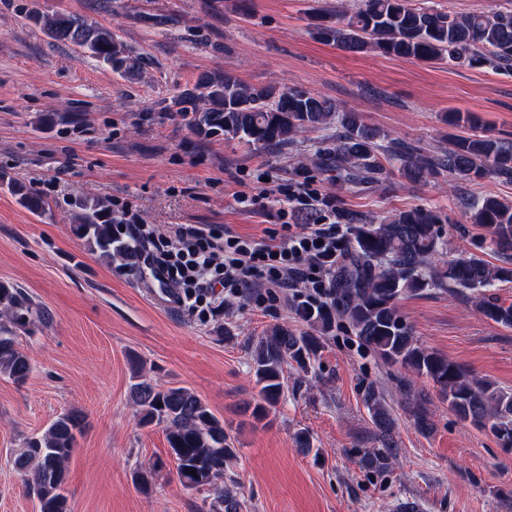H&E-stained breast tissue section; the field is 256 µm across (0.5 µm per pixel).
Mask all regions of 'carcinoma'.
I'll return each instance as SVG.
<instances>
[{"mask_svg": "<svg viewBox=\"0 0 512 512\" xmlns=\"http://www.w3.org/2000/svg\"><path fill=\"white\" fill-rule=\"evenodd\" d=\"M27 19L51 38L80 47L129 80L143 73L141 57L95 22L59 12H32ZM316 19L315 38L351 52L374 51L427 62L446 59L458 66L488 64L512 71V11L451 15L416 6L411 0H362L353 13L331 10ZM184 96L201 102L192 118L198 133L222 135L255 150L286 146L308 131L329 132L332 147H318L310 163L319 167L323 158L332 159L336 177L354 187L374 181L385 161L412 184L424 183L440 172L456 182L483 178L512 182V140L476 132L478 120L470 113H446L448 125L469 127L474 133L454 137L447 150L434 155L386 140L361 114L320 95L297 87H255L228 70L202 75ZM9 186L23 206L36 213L45 211L44 199L26 185L11 181ZM467 206L472 223L485 231L487 248L501 254L503 265L491 266L474 254L445 259L440 217L429 208L415 206L369 220L344 214L342 218L350 224V253L338 272L331 302L301 304L298 315L323 331L337 320L346 322L362 344L385 361L431 380L439 399L461 421L489 430L499 447L512 452V392L421 346L397 309L403 296L437 288L473 300L486 319L512 327V304L490 295L497 283L512 281V204L476 195ZM72 207L76 238L101 260L136 269L134 249L115 235L117 220L102 199L80 195ZM42 318L37 303L14 285L0 282V377L17 384L27 380L31 359L16 332ZM322 348V337L281 325L258 337L250 352L258 398L245 403L243 412L262 420L268 408L285 396L288 367L309 371ZM131 366L138 378L131 386V399L139 422L163 428L181 486L207 491L212 512H243L246 499L239 481H224V466L239 458L224 421L191 390L154 382L139 370L136 360ZM363 402L378 434L391 440L396 421L382 393L369 385ZM411 413L418 431L430 430L426 399H419ZM83 424L81 413H63L43 432L28 438L15 456V467L24 473L25 487L37 498L39 512H68L67 463ZM393 461L392 453L383 449L365 453L361 465L384 470Z\"/></svg>", "mask_w": 512, "mask_h": 512, "instance_id": "carcinoma-1", "label": "carcinoma"}]
</instances>
